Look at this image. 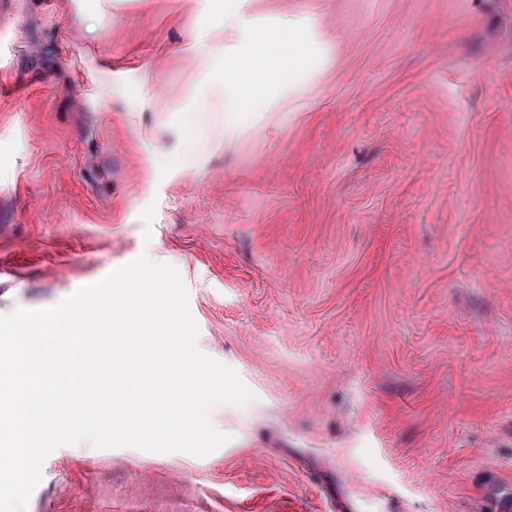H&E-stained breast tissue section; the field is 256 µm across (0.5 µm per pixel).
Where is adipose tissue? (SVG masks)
Listing matches in <instances>:
<instances>
[{
    "label": "adipose tissue",
    "mask_w": 512,
    "mask_h": 512,
    "mask_svg": "<svg viewBox=\"0 0 512 512\" xmlns=\"http://www.w3.org/2000/svg\"><path fill=\"white\" fill-rule=\"evenodd\" d=\"M304 54L305 44L297 27L290 21L281 23L265 33L260 40L246 45L236 54L233 63L224 69L225 82H234L239 87V109L263 108L267 100L266 76L293 70ZM223 92V84L216 85L209 95L200 98L192 109L180 115L179 125L185 145L184 162L187 168L195 167L199 149L232 137L235 132L231 121L217 125L208 118L214 104L221 101Z\"/></svg>",
    "instance_id": "adipose-tissue-1"
}]
</instances>
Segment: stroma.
<instances>
[{
	"mask_svg": "<svg viewBox=\"0 0 512 512\" xmlns=\"http://www.w3.org/2000/svg\"><path fill=\"white\" fill-rule=\"evenodd\" d=\"M286 20L300 66L184 168ZM143 255L255 398L205 457L59 446L25 512H512V0H0V316ZM232 22L225 18L216 26L211 37L201 40L196 47L193 61L198 64L208 62L212 57L224 52V29L228 26L232 28ZM304 55L305 43L290 20L265 33L259 41H251L238 52L233 63L224 66V81L216 85L209 95L200 98L192 109L181 112L179 125L185 145L186 167H195L199 149L212 146L223 137L229 139L235 132L229 119L217 126L207 116L208 112H213L216 102L221 103L224 85L229 81L238 85L239 110L257 111L265 106L267 100L265 76L293 70Z\"/></svg>",
	"mask_w": 512,
	"mask_h": 512,
	"instance_id": "1",
	"label": "stroma"
}]
</instances>
